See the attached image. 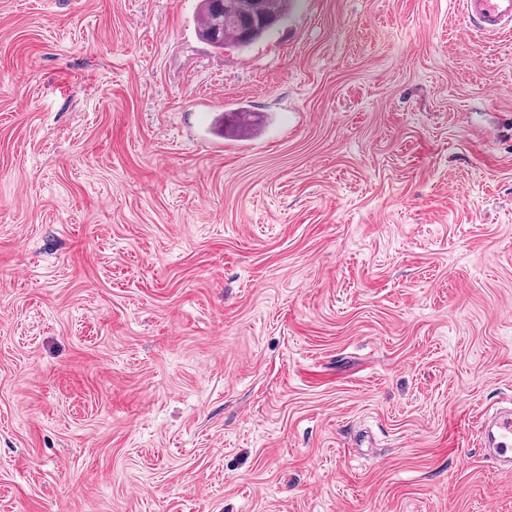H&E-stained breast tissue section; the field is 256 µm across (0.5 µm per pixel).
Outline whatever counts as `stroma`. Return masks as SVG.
<instances>
[{
  "label": "stroma",
  "mask_w": 512,
  "mask_h": 512,
  "mask_svg": "<svg viewBox=\"0 0 512 512\" xmlns=\"http://www.w3.org/2000/svg\"><path fill=\"white\" fill-rule=\"evenodd\" d=\"M199 6L0 0V512H512V34ZM217 1H224V5L239 4L244 7L243 10L235 12L236 21L229 23L224 28V8L223 19L216 25V29H211L206 32V37L218 33L224 28L222 41L219 44H214L206 39L215 47L224 48V46H234L241 51H244L268 35L273 28L268 29L267 25L271 21H282L292 8L293 1L291 0H269L272 2L256 4V8H252L253 4L242 3L240 1L247 0H203L202 4V35L205 37V31L208 25L209 13ZM219 25V26H218ZM218 27V28H217ZM482 448L497 468L512 474V409L497 413L482 428Z\"/></svg>",
  "instance_id": "1"
}]
</instances>
